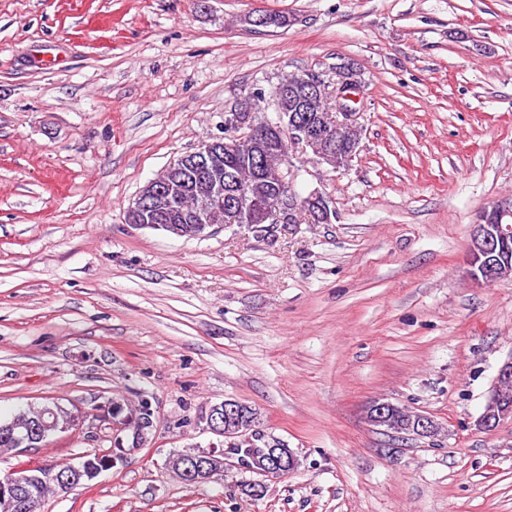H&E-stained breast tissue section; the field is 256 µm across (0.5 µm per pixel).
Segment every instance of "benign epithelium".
<instances>
[{
    "mask_svg": "<svg viewBox=\"0 0 512 512\" xmlns=\"http://www.w3.org/2000/svg\"><path fill=\"white\" fill-rule=\"evenodd\" d=\"M330 84L332 108L335 122L334 128H328L321 120L311 121L304 114L298 113L289 119L274 118L270 120L271 128L280 136V140L290 148H300L312 154V159L319 165H327L333 169L346 165L356 156L351 152L338 159L339 150L335 148V133L341 129L353 132L360 127V113L352 107L357 100L358 88L347 77L346 68H336V79L330 81L320 75L306 71L298 77V84L313 91H320L322 86ZM255 128V113L251 112L250 100L242 99L224 112V135L222 136L224 152L234 153L252 150L251 136ZM217 159L216 143L210 142L199 147V150L185 155L181 161L193 164L200 170H207V161ZM287 153H281L279 180L283 183L276 201L266 204L259 202L237 186L230 192H223L222 183L212 177L209 205L203 209L193 207L187 214L195 221L191 225L193 235L205 237L220 228L213 215L217 211H232L236 217H247L248 223L268 234L274 232L280 224H293L302 210L323 223H331L332 212L328 202L317 190H313L305 198H299L289 185V166L286 164ZM161 186L152 182L146 191L139 194L127 209V223L141 228H166L179 233L181 229L171 223L169 211L160 204L149 212L146 200L159 197ZM512 217V200H503L491 206L481 216L478 223L472 225L467 246V258L464 265L466 278L478 285H490L512 278V225L494 223V219ZM512 384V357L498 369L495 382L487 398L483 412L476 420V427L483 431H492L505 421H512V402L505 398L502 383ZM400 406L390 401L373 400L366 407V414L379 428L384 429L390 424L391 417ZM238 406L233 400L213 409L199 421L202 430L218 438H230L253 433L256 430V417L239 418ZM54 413L49 405L42 406L37 416L27 419L24 423L16 421L4 426V434L12 438L18 448L28 447L27 435L34 425L45 431L60 428L66 432L78 423V416L70 414L63 424L58 420L45 421V415ZM404 435L433 437L437 434V423L422 412H406ZM224 460V449L212 444L204 449L195 447V453L185 456L178 452L169 458L167 466L170 472L185 484H198L212 479L217 470L211 465L213 459ZM118 456L106 450L92 454L83 463L71 470L55 472L42 464L18 465L4 474H0V512H34L38 490L44 485H51L58 495H66L79 486L92 481L104 469L117 464ZM297 457L284 444L278 448H259L247 469L264 477L277 478L295 470Z\"/></svg>",
    "mask_w": 512,
    "mask_h": 512,
    "instance_id": "7a95c632",
    "label": "benign epithelium"
}]
</instances>
